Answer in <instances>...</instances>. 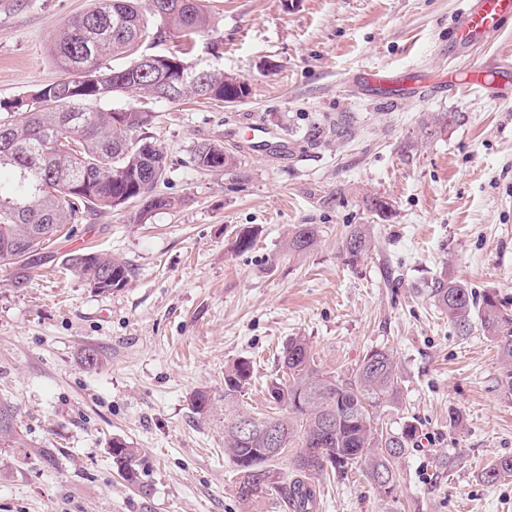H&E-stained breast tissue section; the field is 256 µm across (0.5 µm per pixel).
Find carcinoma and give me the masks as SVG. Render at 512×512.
<instances>
[{"label":"carcinoma","mask_w":512,"mask_h":512,"mask_svg":"<svg viewBox=\"0 0 512 512\" xmlns=\"http://www.w3.org/2000/svg\"><path fill=\"white\" fill-rule=\"evenodd\" d=\"M212 28L201 0H92V6L71 17L54 34L51 55L62 70L60 80L44 85L28 98L9 105L0 129L9 127L13 149L0 148V264L24 268L32 253L65 226L76 224L89 210H112L140 197L154 196L164 178L163 153L140 132L148 114L134 107L103 109L122 94H140L157 102L186 98L236 102L248 94L246 83L220 68L199 67L186 58L195 37ZM177 34L182 51L169 56L141 55L125 67L105 61L133 55L150 37ZM192 161L200 170H229L238 160L218 142H204ZM315 224H296L288 246L296 252L317 240ZM369 248L362 228L351 232L346 251L355 259ZM67 268L98 292L125 287L128 266L100 251L73 254ZM430 298L462 336L477 329L492 341L502 364L498 386L512 396V311L493 291L477 300L466 282L440 276ZM280 374L267 383L269 412L253 415L237 408L224 416V455L239 473L236 495L242 502L266 490L283 496L290 512H315L317 495L311 480L331 467L343 476L359 472L374 486L379 478L396 485V463L417 446L418 424L407 421L397 431L378 426L384 408L398 403L401 374L393 354L371 350L351 371L328 375L316 367L304 336L288 340L278 358ZM254 366L239 359L224 370V402H238L250 384ZM251 418L254 435L243 438L236 422ZM284 437L282 447L263 458L267 427ZM13 408L0 403V443L21 444ZM109 453L120 475L145 494L151 490L138 449L113 438ZM292 456L296 477L278 484L257 485L250 470L262 461ZM512 477V456L492 460L482 478L493 484Z\"/></svg>","instance_id":"cac0c4a2"}]
</instances>
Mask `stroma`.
Returning a JSON list of instances; mask_svg holds the SVG:
<instances>
[{"mask_svg": "<svg viewBox=\"0 0 512 512\" xmlns=\"http://www.w3.org/2000/svg\"><path fill=\"white\" fill-rule=\"evenodd\" d=\"M459 2L203 0L213 27L194 59L245 81V100L113 99L149 113L146 132L166 157L157 191L176 204L140 222L136 204L89 212L29 269L0 265V402L22 441L0 445V512H286L276 492L236 495L224 368L253 361L239 403L265 411L293 336L328 374L390 350L400 396L380 421L420 428L392 496L329 471L316 479L318 512H512V477H480L512 456L497 349L480 332L459 335L429 296L446 274L512 309V94L460 87L411 101L362 87L370 71L436 80L449 63L512 54L510 25L449 60ZM90 5L0 0V113L60 78L52 35ZM205 140L237 169L197 170L191 155ZM374 198L389 203L387 218L370 211ZM297 224L319 228L304 252L288 247ZM359 226L371 247L353 259L345 241ZM247 228L254 245L235 249ZM89 249L128 265L124 288L100 293L67 271V256ZM89 350L97 368L82 362ZM115 437L139 449L150 496L113 465ZM481 476L486 483L490 484L512 477V456H501L492 460L484 468Z\"/></svg>", "mask_w": 512, "mask_h": 512, "instance_id": "1", "label": "stroma"}]
</instances>
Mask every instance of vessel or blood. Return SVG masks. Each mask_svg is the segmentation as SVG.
<instances>
[{
    "label": "vessel or blood",
    "mask_w": 512,
    "mask_h": 512,
    "mask_svg": "<svg viewBox=\"0 0 512 512\" xmlns=\"http://www.w3.org/2000/svg\"><path fill=\"white\" fill-rule=\"evenodd\" d=\"M512 20V0H462V7L452 31V53L470 54L499 36L507 21ZM364 87L370 94H391L408 97L434 88L475 86L491 93H502L512 85V58H504L493 66L474 64L466 68H452L441 79L433 81L416 76H391L379 73L365 74Z\"/></svg>",
    "instance_id": "vessel-or-blood-1"
}]
</instances>
